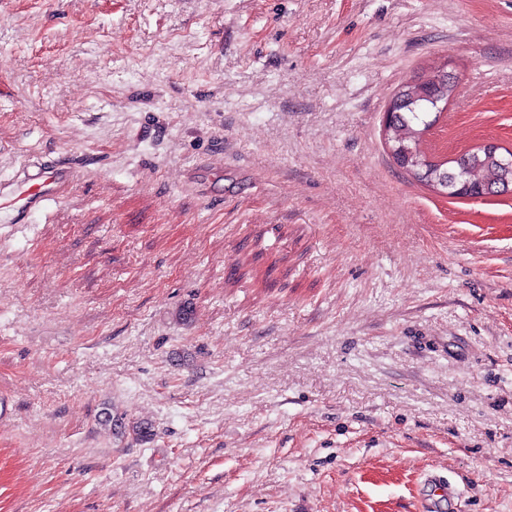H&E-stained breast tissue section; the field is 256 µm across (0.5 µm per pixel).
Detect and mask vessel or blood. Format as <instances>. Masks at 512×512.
Returning a JSON list of instances; mask_svg holds the SVG:
<instances>
[{
    "label": "vessel or blood",
    "instance_id": "obj_1",
    "mask_svg": "<svg viewBox=\"0 0 512 512\" xmlns=\"http://www.w3.org/2000/svg\"><path fill=\"white\" fill-rule=\"evenodd\" d=\"M71 178L70 168L63 165L52 162L23 164L12 191L0 200V211L11 212L16 222L26 223L47 202L59 199ZM427 482L429 492L437 502L447 504L450 512H462V493L457 485L433 473L428 474Z\"/></svg>",
    "mask_w": 512,
    "mask_h": 512
}]
</instances>
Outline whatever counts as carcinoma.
I'll use <instances>...</instances> for the list:
<instances>
[{
	"label": "carcinoma",
	"mask_w": 512,
	"mask_h": 512,
	"mask_svg": "<svg viewBox=\"0 0 512 512\" xmlns=\"http://www.w3.org/2000/svg\"><path fill=\"white\" fill-rule=\"evenodd\" d=\"M455 88L448 71L436 67L428 78L403 83L392 96V122L386 131V145L395 163L417 181L457 195L460 182L456 171H464L463 181L473 191L491 194L512 189V166L503 163L499 153L483 146L466 151L454 160L456 168L448 169L445 163L435 161L420 148L423 134L431 126L425 115L448 103Z\"/></svg>",
	"instance_id": "1"
}]
</instances>
